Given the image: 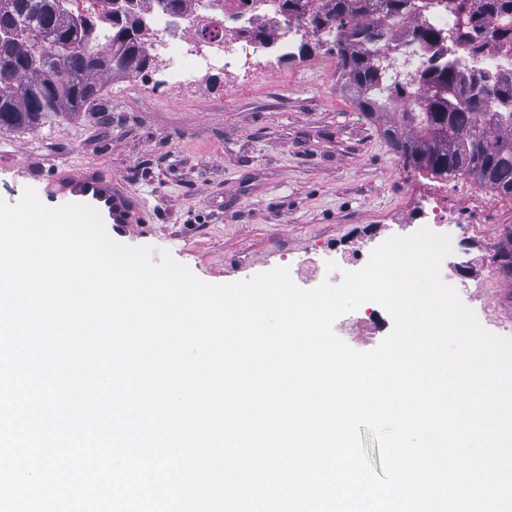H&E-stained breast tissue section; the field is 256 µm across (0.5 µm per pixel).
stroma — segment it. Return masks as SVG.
Returning a JSON list of instances; mask_svg holds the SVG:
<instances>
[{"label":"stroma","mask_w":512,"mask_h":512,"mask_svg":"<svg viewBox=\"0 0 512 512\" xmlns=\"http://www.w3.org/2000/svg\"><path fill=\"white\" fill-rule=\"evenodd\" d=\"M393 118L360 110L324 48L247 79L211 72L194 93L160 90L150 71L115 75L89 111L0 130V198L42 190L64 162L105 166L152 217L113 239L168 250L213 284L301 261L328 267L339 283L340 252L412 234L431 197L501 240L512 198L404 167L383 135ZM354 315L362 332L347 342L361 351L393 326L373 302Z\"/></svg>","instance_id":"1"}]
</instances>
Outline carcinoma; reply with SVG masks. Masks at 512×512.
I'll return each instance as SVG.
<instances>
[{"instance_id": "obj_1", "label": "carcinoma", "mask_w": 512, "mask_h": 512, "mask_svg": "<svg viewBox=\"0 0 512 512\" xmlns=\"http://www.w3.org/2000/svg\"><path fill=\"white\" fill-rule=\"evenodd\" d=\"M107 20L73 13L66 0H0V130L39 125L57 112H85L101 79L141 72L152 63L145 0H110ZM296 20L302 36L333 43L346 87L366 112H396L384 135L404 165L463 176L512 197V70L486 75L460 60L491 44H512V0H479L444 34L426 24L409 31L427 58L402 82L389 74L383 40L433 0H265ZM448 53V63L434 61ZM495 262L512 281V228Z\"/></svg>"}]
</instances>
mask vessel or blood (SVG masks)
<instances>
[{"label":"vessel or blood","mask_w":512,"mask_h":512,"mask_svg":"<svg viewBox=\"0 0 512 512\" xmlns=\"http://www.w3.org/2000/svg\"><path fill=\"white\" fill-rule=\"evenodd\" d=\"M44 202L84 203L96 208L113 228L126 224H147L151 218L138 199L117 177L97 165L64 163L45 181Z\"/></svg>","instance_id":"vessel-or-blood-1"}]
</instances>
